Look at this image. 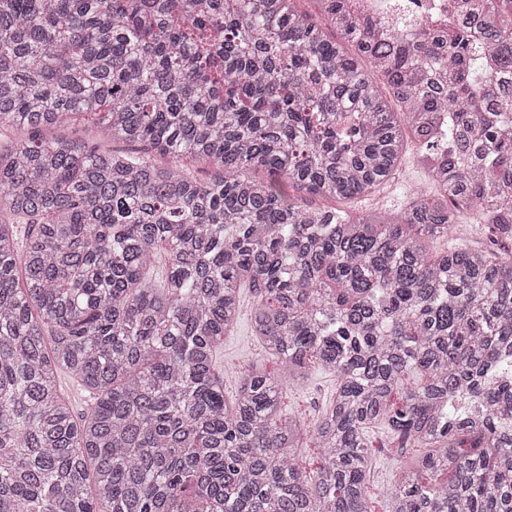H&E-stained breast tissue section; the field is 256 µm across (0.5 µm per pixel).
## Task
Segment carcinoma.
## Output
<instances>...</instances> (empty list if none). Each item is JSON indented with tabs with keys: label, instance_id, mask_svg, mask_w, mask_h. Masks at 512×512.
Here are the masks:
<instances>
[{
	"label": "carcinoma",
	"instance_id": "carcinoma-1",
	"mask_svg": "<svg viewBox=\"0 0 512 512\" xmlns=\"http://www.w3.org/2000/svg\"><path fill=\"white\" fill-rule=\"evenodd\" d=\"M296 2L0 0V512H375L378 426L427 449L388 512H512V0L387 33L319 0L349 51ZM83 113L146 153L42 136ZM409 140L433 192L396 216L288 193L367 196ZM464 212L496 247L432 255ZM245 286L283 375L229 403ZM313 366L310 430L280 399ZM336 392V376L313 368L301 385L286 388L282 393L280 408L284 415L295 414L313 426Z\"/></svg>",
	"mask_w": 512,
	"mask_h": 512
}]
</instances>
